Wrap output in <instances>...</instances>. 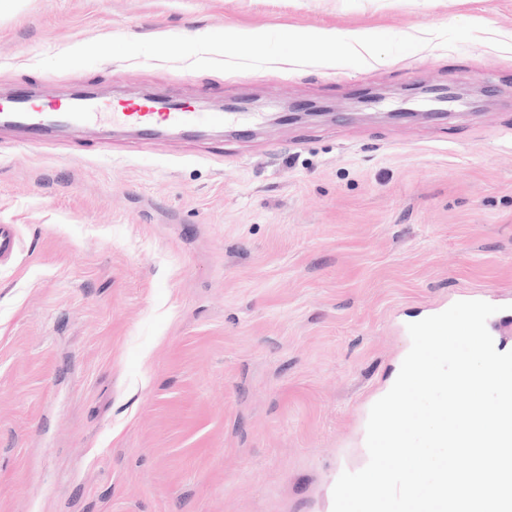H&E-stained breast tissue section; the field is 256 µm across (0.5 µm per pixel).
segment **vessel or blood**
Instances as JSON below:
<instances>
[{"instance_id":"1","label":"vessel or blood","mask_w":512,"mask_h":512,"mask_svg":"<svg viewBox=\"0 0 512 512\" xmlns=\"http://www.w3.org/2000/svg\"><path fill=\"white\" fill-rule=\"evenodd\" d=\"M234 112H198L181 101L159 94H147L124 104L122 111L106 112L101 101L84 94L77 102L47 103L34 98L30 89L17 90L11 110L0 121L21 130L37 141L46 140L56 129L93 127L106 121L115 126H133L150 139L170 132L188 133L201 127H221L237 120Z\"/></svg>"}]
</instances>
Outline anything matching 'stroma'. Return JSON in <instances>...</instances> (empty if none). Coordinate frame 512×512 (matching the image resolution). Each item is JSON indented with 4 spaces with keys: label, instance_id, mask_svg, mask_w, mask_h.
I'll use <instances>...</instances> for the list:
<instances>
[{
    "label": "stroma",
    "instance_id": "obj_1",
    "mask_svg": "<svg viewBox=\"0 0 512 512\" xmlns=\"http://www.w3.org/2000/svg\"><path fill=\"white\" fill-rule=\"evenodd\" d=\"M482 18L512 0H16L0 95L161 92L214 110L310 100L327 118L145 139L0 130V512H332L367 462L409 323L512 303V47L437 43L361 67L241 72L37 61L111 37L366 29ZM466 90L454 119L393 120L402 89Z\"/></svg>",
    "mask_w": 512,
    "mask_h": 512
}]
</instances>
